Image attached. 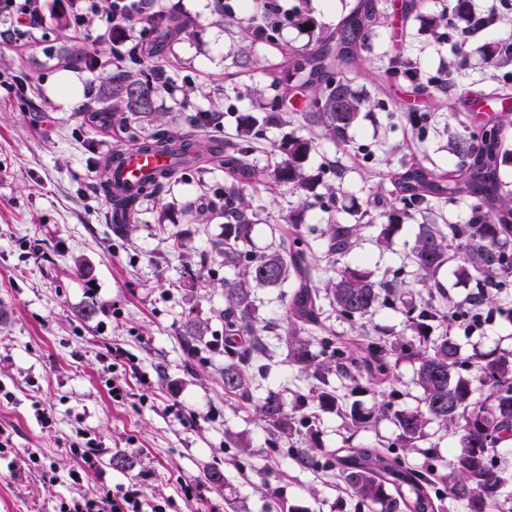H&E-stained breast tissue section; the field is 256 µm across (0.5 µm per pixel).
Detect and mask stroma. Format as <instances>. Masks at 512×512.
<instances>
[{
    "label": "stroma",
    "mask_w": 512,
    "mask_h": 512,
    "mask_svg": "<svg viewBox=\"0 0 512 512\" xmlns=\"http://www.w3.org/2000/svg\"><path fill=\"white\" fill-rule=\"evenodd\" d=\"M380 23L368 49L345 74L370 100L349 141L313 138L300 112L265 128L259 161H278L281 143L309 138L303 161L316 176L313 190L291 185H252L246 193L257 213L253 241L265 249L273 226L297 215L320 228L333 203L340 223L354 224L376 187L391 189L401 162H434L454 169L448 140L462 123L499 120L512 103V66L496 69L475 46L512 31V8L496 0H471L474 14L496 12L494 25L469 36L459 53L456 32L436 40L423 16L442 14L453 0H375ZM192 20L188 38L170 56L144 61L164 71L168 86L157 89L156 106L167 128L197 112L219 115L208 137L233 136L256 111L255 90L269 86V65L280 47H299L308 35L282 26L278 44L257 39L249 58L241 48V25L216 20L212 0H154ZM69 20L60 29L57 18ZM105 22L92 16L73 21L69 0H46L40 21L0 39V512H61L63 504L116 486L141 484L166 512H369L350 498L334 469L298 466L291 449L272 454L254 404L277 393L285 402L310 386L289 365L287 351L270 336L266 376L256 378L253 400L226 396L224 367V281L234 272L215 257L204 261L213 241L223 239L222 214L190 221L184 206H204L206 195H223L224 170L202 162L160 194L142 199L125 235H117L110 208L94 187L101 160L126 135L112 123L85 122L88 108L102 109L105 79L112 71V46L102 41ZM14 43L16 55L5 48ZM80 45L98 67H63L64 48ZM409 62L422 74L427 93L386 74L389 60ZM75 84H62L66 74ZM425 115L412 125L407 113ZM421 217L402 219L390 248L376 243L378 225L362 230L345 266L375 276L405 269L412 294L424 288L410 271V251ZM495 317L484 330L451 334L463 354L473 347L512 349V275L492 291ZM203 325L194 360H187L181 335L188 323ZM120 381L121 396L109 384ZM318 444L326 449L369 446L395 439L387 420L366 431H349L337 410L312 418ZM249 454H241L240 445ZM129 466L112 468V456ZM219 469L222 485L206 471Z\"/></svg>",
    "instance_id": "35a3bbf8"
}]
</instances>
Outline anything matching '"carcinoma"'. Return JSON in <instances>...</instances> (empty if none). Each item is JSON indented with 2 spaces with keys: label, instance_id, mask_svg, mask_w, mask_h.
I'll return each instance as SVG.
<instances>
[{
  "label": "carcinoma",
  "instance_id": "carcinoma-1",
  "mask_svg": "<svg viewBox=\"0 0 512 512\" xmlns=\"http://www.w3.org/2000/svg\"><path fill=\"white\" fill-rule=\"evenodd\" d=\"M144 21L151 38L139 41L128 65L116 66L108 77L111 105L106 111L125 128L137 148L162 150L173 158V165L148 176L138 195L118 202L107 161L98 191L110 207L119 204L129 214L123 226L127 231L137 199L161 192L199 157L204 155L224 167L228 185L224 186V203L216 208L223 209L232 223L224 225V240L214 248L224 258V266L235 270L234 278L224 280V393L244 403L253 401L256 371L262 370L260 361L270 356L266 333L281 329L279 340L288 348L289 362L310 380V388L297 396L290 411L276 393L255 405L268 447L276 449L295 434L296 414L311 405L321 410L338 406L330 375L349 381L354 392L369 393L393 381L400 361L411 360L417 364L421 407L397 409L384 401L366 408L354 402L343 411L348 424L357 429L369 428L378 418L391 421L397 431L395 440L338 448L326 466L338 470L351 497L376 512H440L439 503L445 499L462 512H512V506L506 508L499 500V489L512 479V468L494 453V448L512 439V350L495 348L463 355L448 334V322L467 304L449 298L439 279L449 262H457L458 278L475 281V298L486 304L492 301L489 289L497 285L498 278L512 274V252L506 250L512 240V197L501 193L500 165L507 159L501 124L481 125L452 136L449 149L458 159L452 171L410 163L393 173L397 197L390 210L379 215L377 243L381 247L391 245L394 224L405 217L430 213L448 200H463L470 207L466 224L431 221L419 225L411 257L420 282L429 291L425 297H416L405 291L398 272L378 280L361 267L337 268L360 235V223L339 224L328 218L320 230L319 254L304 224L291 216L275 247L257 251L250 245L255 211L243 185L289 184L307 192L316 183L302 167L311 145L306 139L283 142L279 151L284 159L270 171L259 169L260 131L284 120L288 95L300 89L307 92L304 118L317 128L319 137L346 140L368 101L357 94L351 80L339 77L338 66L353 64L366 48L367 37L379 23L374 0H361L336 27L315 33L312 48L290 50L287 66L271 83L277 94L264 101L260 116L244 119L236 135L222 143L196 134L198 122L193 116L185 118L189 130L180 136L154 126L160 120L155 86L133 67L189 34L192 23L163 7L147 14ZM423 21L438 40L450 25L443 14L426 16ZM479 53L496 67L512 66V32L483 44ZM389 73L418 88L422 85L420 72L408 64L394 63ZM322 278L337 317L362 337L360 347L336 336L323 322L320 295L312 287ZM290 280L293 289L283 295L282 323H258L253 290L280 288ZM385 302L401 305L412 339L391 344L369 327V313ZM314 340L319 345L317 353L312 351ZM430 424L460 432V446L447 465L412 467L403 455L420 449ZM304 442L308 448L296 452L295 460L307 468L316 464L308 452L318 447L313 429L307 430Z\"/></svg>",
  "mask_w": 512,
  "mask_h": 512
}]
</instances>
